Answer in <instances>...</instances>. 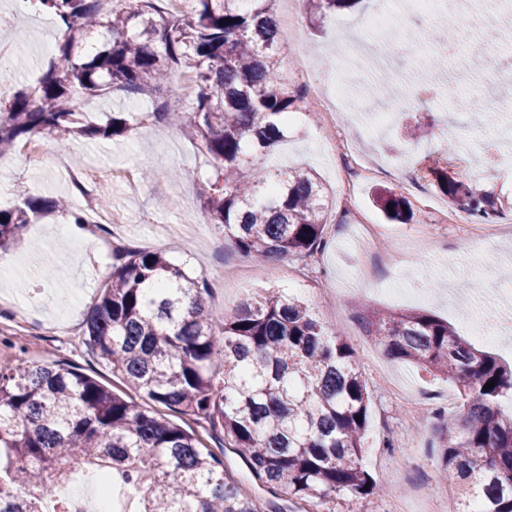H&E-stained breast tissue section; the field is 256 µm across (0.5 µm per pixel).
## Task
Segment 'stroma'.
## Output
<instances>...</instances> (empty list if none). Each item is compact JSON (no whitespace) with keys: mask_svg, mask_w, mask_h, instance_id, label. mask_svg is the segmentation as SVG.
Here are the masks:
<instances>
[{"mask_svg":"<svg viewBox=\"0 0 512 512\" xmlns=\"http://www.w3.org/2000/svg\"><path fill=\"white\" fill-rule=\"evenodd\" d=\"M400 36L378 43L364 29V20L377 8L362 0L359 9L345 11L313 26L300 14L295 27L298 46L312 57L311 72L295 70L289 48L281 50V72L290 84L336 83V61L345 53L336 30L372 43V53L358 60V75L350 93L359 109L338 115L354 150L385 168L361 180L355 205L343 210L342 146L323 135L322 116L312 97H305L298 121L285 141L261 156L271 170L299 167L314 170L329 196L321 266L306 278L302 262L288 259L260 264L243 255L221 225L211 223L200 194L214 170L199 145L172 125L144 121L130 135L109 141L73 140L59 147L46 139L49 154L65 158L56 167L47 161L11 150L0 156V204H21L22 193L39 197H76L70 181L73 169L105 174L90 186V199L102 188L112 194L111 211L119 227L89 224L84 235L68 237L67 217L56 212L34 218L20 231L0 262V369L8 371L34 363L69 362L123 397L134 392L96 361L83 330L100 289L112 276V251L119 247L163 251L189 275H204L212 288L209 306L229 313L260 289H281L298 297L324 325L351 346L370 395L369 449L364 466L375 486L364 503L365 512H456L459 492L440 484L437 457L431 448L437 412L462 418L463 400L454 385L435 380L409 364L389 359L365 322L374 310H421L447 321L476 348L512 365V162L498 155V142L512 124V50L499 57L484 54L512 15L452 19L443 65H435L426 49L437 26L427 15L403 10L402 0H390ZM0 36L14 49L0 66V97L35 84L55 55L43 52L50 31L23 21L15 0H0ZM387 54L385 67L372 66L373 54ZM424 70V80L407 85L408 107L390 125L370 131L371 113L385 111L387 84ZM494 87L496 108L483 98ZM492 111L491 124H473L475 112ZM134 167L161 171V178L131 191L118 172ZM177 173L176 180L163 175ZM491 194L499 212L490 224L473 223L459 205L445 197L436 170ZM385 188L405 197L417 213L406 224L391 222L372 202L373 189ZM374 240L388 258L372 279L362 270L367 257L362 244ZM72 339L58 336V328ZM230 477L250 497L258 512H307L301 501L271 490L258 480L246 461L225 449Z\"/></svg>","mask_w":512,"mask_h":512,"instance_id":"stroma-1","label":"stroma"}]
</instances>
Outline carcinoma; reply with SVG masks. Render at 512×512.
<instances>
[{
	"label": "carcinoma",
	"instance_id": "1",
	"mask_svg": "<svg viewBox=\"0 0 512 512\" xmlns=\"http://www.w3.org/2000/svg\"><path fill=\"white\" fill-rule=\"evenodd\" d=\"M39 0L70 30L35 87L0 101V155L18 142L54 137L108 140L133 122L180 126L213 160L202 193L211 223L224 226L247 257L304 259L325 243L328 196L305 168L271 173L254 158L283 141V123L304 97L280 72L275 0H193L187 14L158 0ZM361 0H303L324 19ZM95 26L111 36L83 58L74 43ZM196 85L188 112L174 77ZM120 92L126 104L103 124H85L78 100ZM439 186L476 222L496 202L443 173ZM387 219L411 218L406 200L374 195ZM70 211L61 199L28 197L0 209V247L29 215ZM203 277L161 251L117 248L112 280L86 320L85 344L127 387L209 426L269 486L315 512H362L374 480L362 467L369 393L355 351L298 298L266 291L231 313H214ZM369 325L385 355L459 389L464 418L443 417L432 444L443 477L459 487L457 512H512V367L476 349L448 323L423 312L376 311ZM494 382L492 389L484 386ZM361 420H356V417ZM81 464L126 489L119 512H257L224 472L223 457L191 431L100 384L67 363L0 371V512H43Z\"/></svg>",
	"mask_w": 512,
	"mask_h": 512
}]
</instances>
